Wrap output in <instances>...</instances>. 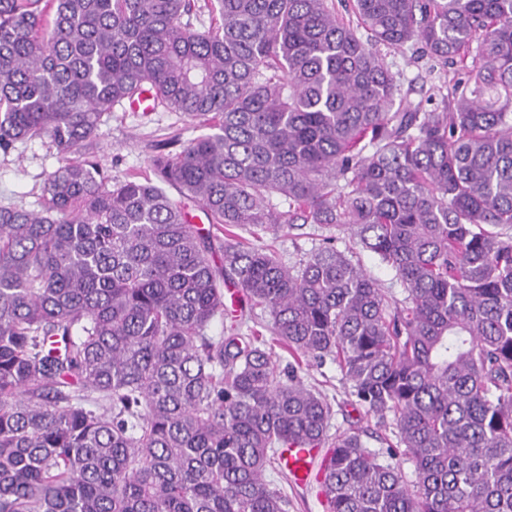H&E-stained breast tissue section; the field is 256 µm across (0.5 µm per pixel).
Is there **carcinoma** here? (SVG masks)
Masks as SVG:
<instances>
[{
  "mask_svg": "<svg viewBox=\"0 0 512 512\" xmlns=\"http://www.w3.org/2000/svg\"><path fill=\"white\" fill-rule=\"evenodd\" d=\"M348 4L211 0L199 32L195 0H0V151L89 145L146 89L208 129L150 175L78 159L0 205V512H288L265 472L289 448L326 449V512H512V0ZM383 47L453 66L433 108ZM297 223L348 227L404 299L331 235L290 265L233 232ZM310 358L386 452L329 435Z\"/></svg>",
  "mask_w": 512,
  "mask_h": 512,
  "instance_id": "cac0c4a2",
  "label": "carcinoma"
}]
</instances>
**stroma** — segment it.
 <instances>
[{
	"instance_id": "obj_1",
	"label": "stroma",
	"mask_w": 512,
	"mask_h": 512,
	"mask_svg": "<svg viewBox=\"0 0 512 512\" xmlns=\"http://www.w3.org/2000/svg\"><path fill=\"white\" fill-rule=\"evenodd\" d=\"M386 61L403 89L409 90L415 99L433 94L448 78L447 70L416 60L408 50L388 54ZM201 132L198 123L165 106H158L152 112H135L123 105L107 117L99 139L89 145L88 151L96 156L105 174L118 182L131 173L151 171L156 155L179 152ZM61 160V155L45 138L5 154L0 152V204L35 207L47 173ZM326 235V230L318 225L307 224L283 229L275 235H261L260 241L275 243L283 259L292 264L320 247ZM299 375L326 396L332 410L331 430L342 432L367 426L362 408L350 396V388L336 365L329 363L321 367L311 362L302 365Z\"/></svg>"
}]
</instances>
